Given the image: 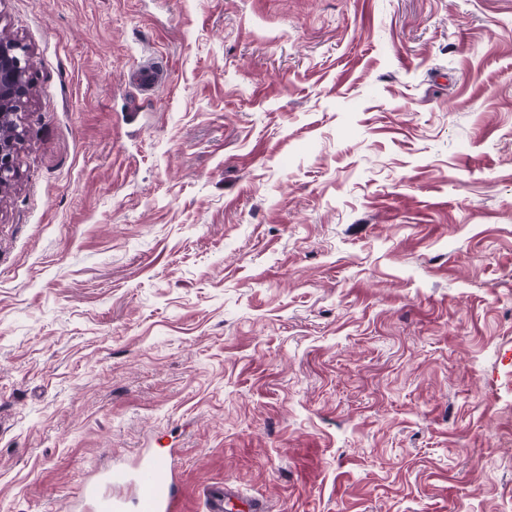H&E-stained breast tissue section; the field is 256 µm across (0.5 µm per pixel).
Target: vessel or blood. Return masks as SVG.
Masks as SVG:
<instances>
[{
	"label": "vessel or blood",
	"instance_id": "b4317fda",
	"mask_svg": "<svg viewBox=\"0 0 512 512\" xmlns=\"http://www.w3.org/2000/svg\"><path fill=\"white\" fill-rule=\"evenodd\" d=\"M132 81L142 91L151 92L163 85L166 70L155 60L143 62L131 75ZM104 481L107 491L90 490L93 512H123L120 498L114 489L129 486L134 491L137 512H173L179 488L168 458L158 455L143 457L136 471L130 472L120 466L106 470ZM242 491L232 484L207 489L204 493L207 512H224L227 504L242 498Z\"/></svg>",
	"mask_w": 512,
	"mask_h": 512
}]
</instances>
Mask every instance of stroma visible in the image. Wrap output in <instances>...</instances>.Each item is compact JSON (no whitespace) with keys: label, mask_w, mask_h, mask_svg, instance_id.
<instances>
[{"label":"stroma","mask_w":512,"mask_h":512,"mask_svg":"<svg viewBox=\"0 0 512 512\" xmlns=\"http://www.w3.org/2000/svg\"><path fill=\"white\" fill-rule=\"evenodd\" d=\"M0 33V512L170 448L176 512H512V0H0ZM27 49L18 43L0 42V122L15 116L28 92ZM167 72L155 60L143 62L131 75L132 80L140 91L151 92L166 82ZM205 506L208 512H224L232 499H247V496L236 486L225 483L224 486L210 488L204 492Z\"/></svg>","instance_id":"obj_1"}]
</instances>
